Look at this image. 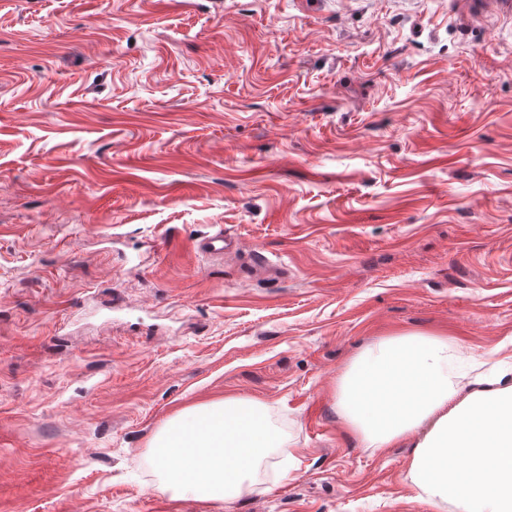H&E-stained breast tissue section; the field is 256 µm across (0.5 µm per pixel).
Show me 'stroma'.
Returning a JSON list of instances; mask_svg holds the SVG:
<instances>
[{
	"label": "stroma",
	"mask_w": 512,
	"mask_h": 512,
	"mask_svg": "<svg viewBox=\"0 0 512 512\" xmlns=\"http://www.w3.org/2000/svg\"><path fill=\"white\" fill-rule=\"evenodd\" d=\"M402 332L512 357V0H0V512H454L338 413ZM228 396L284 447L172 495ZM282 444L258 402L227 397L184 411L157 434L151 448L169 489L223 501L244 494L247 479Z\"/></svg>",
	"instance_id": "stroma-1"
}]
</instances>
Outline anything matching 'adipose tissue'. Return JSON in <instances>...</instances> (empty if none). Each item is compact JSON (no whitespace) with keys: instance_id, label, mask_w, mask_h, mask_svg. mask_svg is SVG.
<instances>
[{"instance_id":"1","label":"adipose tissue","mask_w":512,"mask_h":512,"mask_svg":"<svg viewBox=\"0 0 512 512\" xmlns=\"http://www.w3.org/2000/svg\"><path fill=\"white\" fill-rule=\"evenodd\" d=\"M478 366L458 364L448 336H386L343 375L339 410L368 448L417 435L407 473L431 503L512 512V363L489 375ZM282 443L258 402L228 397L184 411L152 446L169 489L221 500L244 494Z\"/></svg>"}]
</instances>
